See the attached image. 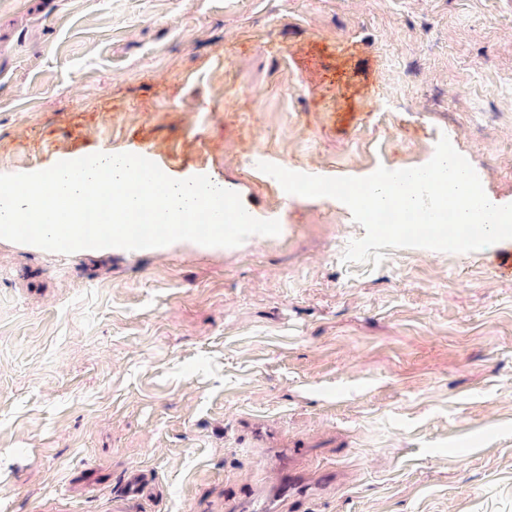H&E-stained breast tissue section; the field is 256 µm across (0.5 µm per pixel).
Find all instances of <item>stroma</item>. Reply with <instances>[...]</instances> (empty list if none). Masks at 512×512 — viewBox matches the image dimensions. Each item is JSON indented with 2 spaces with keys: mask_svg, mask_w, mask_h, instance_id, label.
<instances>
[{
  "mask_svg": "<svg viewBox=\"0 0 512 512\" xmlns=\"http://www.w3.org/2000/svg\"><path fill=\"white\" fill-rule=\"evenodd\" d=\"M447 136L512 204V0H0V174L102 151L205 175L276 236L69 255L0 240V512H512V239L372 251L316 176ZM153 489V484L149 478L140 470L133 469L128 472L122 486L120 494L121 505H117L113 508L116 512H122V504L125 502L138 501L145 494L149 493Z\"/></svg>",
  "mask_w": 512,
  "mask_h": 512,
  "instance_id": "stroma-1",
  "label": "stroma"
}]
</instances>
